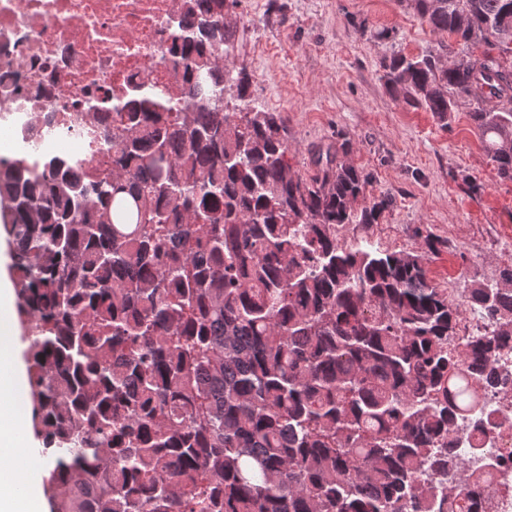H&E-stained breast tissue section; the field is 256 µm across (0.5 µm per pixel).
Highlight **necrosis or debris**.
<instances>
[{
    "label": "necrosis or debris",
    "mask_w": 512,
    "mask_h": 512,
    "mask_svg": "<svg viewBox=\"0 0 512 512\" xmlns=\"http://www.w3.org/2000/svg\"><path fill=\"white\" fill-rule=\"evenodd\" d=\"M175 0H0V103L22 107L28 137L47 128L90 164L107 154L98 116L85 109L88 95L107 91L116 108L131 82L175 99L184 95L169 62L167 24ZM54 113L44 124L43 113ZM492 380L482 390L486 412L458 421L455 437L462 483L483 474L479 512H512V349L496 355Z\"/></svg>",
    "instance_id": "obj_1"
}]
</instances>
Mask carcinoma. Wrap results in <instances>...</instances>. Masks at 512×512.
<instances>
[{
	"mask_svg": "<svg viewBox=\"0 0 512 512\" xmlns=\"http://www.w3.org/2000/svg\"><path fill=\"white\" fill-rule=\"evenodd\" d=\"M399 2L448 42L385 58L386 89L443 126L465 100L512 182V0ZM237 3L181 0V111L133 87L121 132L102 129L109 172L56 148L0 157L50 512H463L481 489L448 493L451 427L484 412L512 339V267L472 281L467 307L497 328L460 352L462 304L427 275L441 239L372 243L393 198L367 200L351 140L302 176L282 113L224 111L250 86L216 62Z\"/></svg>",
	"mask_w": 512,
	"mask_h": 512,
	"instance_id": "carcinoma-1",
	"label": "carcinoma"
}]
</instances>
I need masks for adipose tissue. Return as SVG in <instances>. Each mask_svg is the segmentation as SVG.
<instances>
[{
    "mask_svg": "<svg viewBox=\"0 0 512 512\" xmlns=\"http://www.w3.org/2000/svg\"><path fill=\"white\" fill-rule=\"evenodd\" d=\"M0 254V447L9 445L15 431L25 424L28 410L21 397L27 391L22 365L16 364L13 349L20 334L14 311V287ZM40 465L33 454L13 460L0 468V512H45L42 488L38 481H30L25 494H17L16 486L21 471L34 470Z\"/></svg>",
    "mask_w": 512,
    "mask_h": 512,
    "instance_id": "ef3b65f1",
    "label": "adipose tissue"
}]
</instances>
